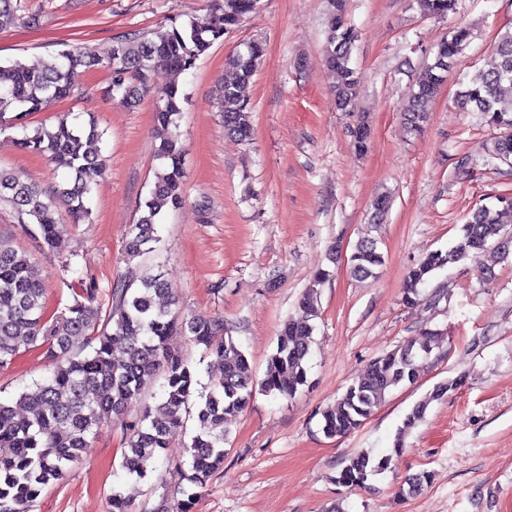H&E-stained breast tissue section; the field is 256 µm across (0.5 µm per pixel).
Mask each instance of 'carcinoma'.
Here are the masks:
<instances>
[{
	"mask_svg": "<svg viewBox=\"0 0 512 512\" xmlns=\"http://www.w3.org/2000/svg\"><path fill=\"white\" fill-rule=\"evenodd\" d=\"M218 15L207 23L188 24L112 42L102 56H88L75 47L48 56L32 69L0 66V131H22L16 139L20 149L48 158L66 174L53 195L19 182L0 167V203L9 204L20 223L43 244L53 247L57 237L56 203L67 207L74 221L90 213V171L103 166L99 148L104 132L90 119L64 114L52 128L39 127L28 133V117L74 93L82 73L106 69L112 76V99L126 105L141 100L150 91L151 73L165 67L181 73L195 67L213 42L237 27L253 12L258 0H214ZM430 15H447L454 0H419ZM329 32L324 62L336 74L333 90L336 107L354 111L358 80L350 67L357 33L347 17L346 0H331ZM469 41L460 28L442 41L428 64L418 88L404 113L411 133L423 130L428 120L427 103L448 77L458 55ZM263 53L250 42L228 59L235 81L224 83L221 92L224 130L242 142L252 139L251 103L246 95ZM497 61L488 70L475 73L457 94L463 109L482 113L487 122L505 130L494 141L491 153L498 160L512 158V33L502 35L495 47ZM155 122L166 133L159 157L162 171L156 176L144 212L131 230L127 256L147 253L145 246L158 241L157 225L163 207H178L183 176V144L175 116L187 97L173 83L156 93ZM512 218V197L502 195L493 205L475 208L461 227L456 244L446 252L428 253L407 274L404 301L417 302L419 286L435 270L476 258L494 250L502 259L509 256L501 246L503 218ZM384 265V255L374 238L361 239L349 258V271L359 280L374 278ZM97 282L88 276L78 279L72 302L51 313L35 264L12 243L0 239V367L23 353L42 351L52 362L51 374L38 383L36 391L23 392L11 403L0 401V512H31L43 490L63 479L70 464L80 460L91 447L97 430L106 424H121L129 434L128 450L122 453L121 468L142 479L153 469L155 459L183 427V413L192 398L198 428L186 448L187 481L203 489L224 463V421L240 412L254 393L247 356L228 334L224 319L209 316L181 317L168 283L161 275L147 272L108 289L107 302L98 300ZM165 296L169 305L159 306ZM183 332L214 358L219 377L200 386L187 360L168 347V337ZM435 332H426L415 342L402 345L370 363L346 391L336 410L323 416L325 436L341 437L358 429L385 400L393 388L414 383L416 359L427 357L434 346ZM313 344V325L288 319L278 331L276 348L269 356L261 390L292 396L307 383V363ZM164 376L161 399L146 406L134 421H124L128 406L137 399L146 381ZM449 380L437 385L412 407L391 448V453L374 457L362 452L352 457L339 473L338 482L360 487L368 478L388 468L392 455L403 449L404 433L422 421L431 402L457 389ZM431 480L428 471L408 476L401 494L413 496Z\"/></svg>",
	"mask_w": 512,
	"mask_h": 512,
	"instance_id": "1",
	"label": "carcinoma"
}]
</instances>
